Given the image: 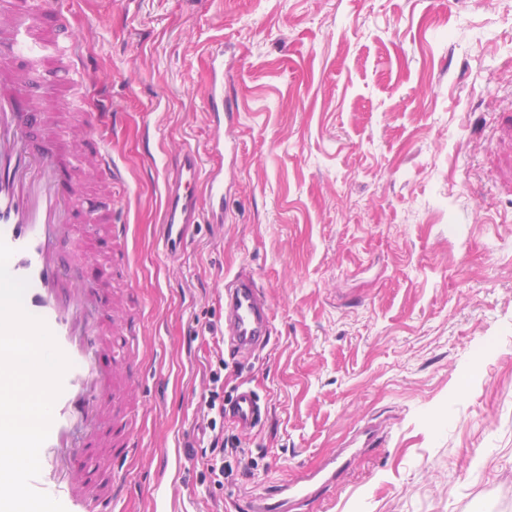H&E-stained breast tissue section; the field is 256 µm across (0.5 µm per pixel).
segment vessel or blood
Masks as SVG:
<instances>
[{"instance_id": "vessel-or-blood-1", "label": "vessel or blood", "mask_w": 512, "mask_h": 512, "mask_svg": "<svg viewBox=\"0 0 512 512\" xmlns=\"http://www.w3.org/2000/svg\"><path fill=\"white\" fill-rule=\"evenodd\" d=\"M61 0H29L19 13L14 0H0V241L13 250L10 273L27 279L24 308L41 319L58 347L71 362L62 379V392L53 406L49 436L40 450L41 470L33 487L62 501L67 512H115L114 487L125 483L120 474L102 478L97 453L104 445L126 454L136 443L127 421L110 416L107 403L116 392L133 387L123 372L127 357L109 353L98 315L107 296L70 283L56 256L55 245L77 214L72 192L62 188L60 177L72 149L69 142L53 139L32 149L33 126L47 124L49 114L41 95L28 92L27 72H19L16 56H24L29 70L48 74L64 71L71 83L85 84L83 51L67 25L52 31L40 28L46 14H62ZM209 122L215 132L209 151L224 155V62L214 56L210 68ZM89 144L85 156L89 171H111L108 144L111 130L85 131ZM209 202L214 217L224 214V169H204L200 154L190 148L179 153L166 180L161 219V240L173 258L184 254L191 233L200 222L198 198ZM99 210L85 214L83 232L95 248L112 245L113 233H100L99 225L112 222V186L104 184ZM225 333L232 350L250 352L269 342L271 309L254 278L236 274L227 288ZM243 425L255 422L261 408L252 390L238 393L232 410ZM169 483L177 484L182 462L166 463ZM168 485H155L151 512H176L169 504Z\"/></svg>"}]
</instances>
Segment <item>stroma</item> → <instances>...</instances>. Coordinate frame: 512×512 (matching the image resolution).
<instances>
[{
    "label": "stroma",
    "instance_id": "stroma-1",
    "mask_svg": "<svg viewBox=\"0 0 512 512\" xmlns=\"http://www.w3.org/2000/svg\"><path fill=\"white\" fill-rule=\"evenodd\" d=\"M89 81L110 94L112 221L132 281L106 253L73 277L135 292L129 345L140 446L114 461L123 512H149L165 449L201 446L224 282L252 270L268 345L225 353L224 393L267 412L224 433V486L186 473L178 512H236L300 480L277 512H512V0H65ZM235 117L224 221L186 253L159 241L167 170L207 153L210 61ZM335 481L313 483L318 470Z\"/></svg>",
    "mask_w": 512,
    "mask_h": 512
}]
</instances>
